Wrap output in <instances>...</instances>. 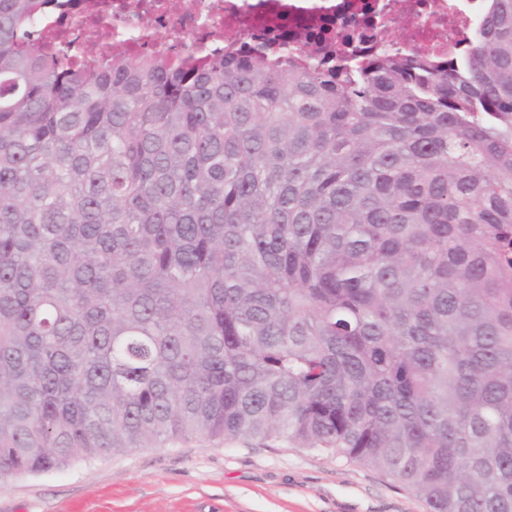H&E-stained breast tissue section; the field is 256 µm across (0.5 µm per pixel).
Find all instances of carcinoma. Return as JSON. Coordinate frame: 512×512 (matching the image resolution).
I'll return each mask as SVG.
<instances>
[{
    "label": "carcinoma",
    "mask_w": 512,
    "mask_h": 512,
    "mask_svg": "<svg viewBox=\"0 0 512 512\" xmlns=\"http://www.w3.org/2000/svg\"><path fill=\"white\" fill-rule=\"evenodd\" d=\"M0 0V479L206 436L512 512V0L444 63L78 62Z\"/></svg>",
    "instance_id": "obj_1"
}]
</instances>
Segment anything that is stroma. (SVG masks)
Instances as JSON below:
<instances>
[{
	"mask_svg": "<svg viewBox=\"0 0 512 512\" xmlns=\"http://www.w3.org/2000/svg\"><path fill=\"white\" fill-rule=\"evenodd\" d=\"M0 512H426L380 473L282 440L192 437L0 480Z\"/></svg>",
	"mask_w": 512,
	"mask_h": 512,
	"instance_id": "35a3bbf8",
	"label": "stroma"
}]
</instances>
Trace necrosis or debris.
<instances>
[{
    "label": "necrosis or debris",
    "mask_w": 512,
    "mask_h": 512,
    "mask_svg": "<svg viewBox=\"0 0 512 512\" xmlns=\"http://www.w3.org/2000/svg\"><path fill=\"white\" fill-rule=\"evenodd\" d=\"M89 10L59 0L51 20H36V32H51L74 55L85 52L96 18H105L113 51H149L161 56L219 54L248 41L275 53L283 40L343 45L363 36L378 47L445 57L461 50L473 30L479 0H88Z\"/></svg>",
    "instance_id": "necrosis-or-debris-1"
}]
</instances>
